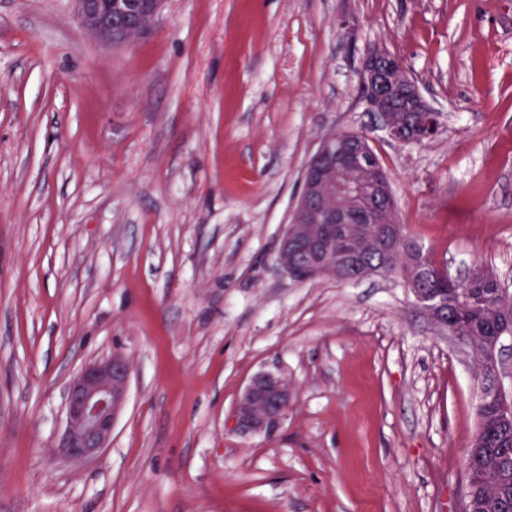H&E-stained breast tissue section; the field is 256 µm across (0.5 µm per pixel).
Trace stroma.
<instances>
[{"label": "stroma", "mask_w": 512, "mask_h": 512, "mask_svg": "<svg viewBox=\"0 0 512 512\" xmlns=\"http://www.w3.org/2000/svg\"><path fill=\"white\" fill-rule=\"evenodd\" d=\"M375 48L434 138L368 112ZM335 133L365 135L437 267L512 294V0H167L121 46L72 0H0V512H462L472 358L399 276L276 262ZM115 354L110 444L68 458V385ZM263 370L292 400L243 437ZM290 399L284 377L273 371L258 372L237 401L235 429L242 434L271 435L285 417Z\"/></svg>", "instance_id": "stroma-1"}]
</instances>
